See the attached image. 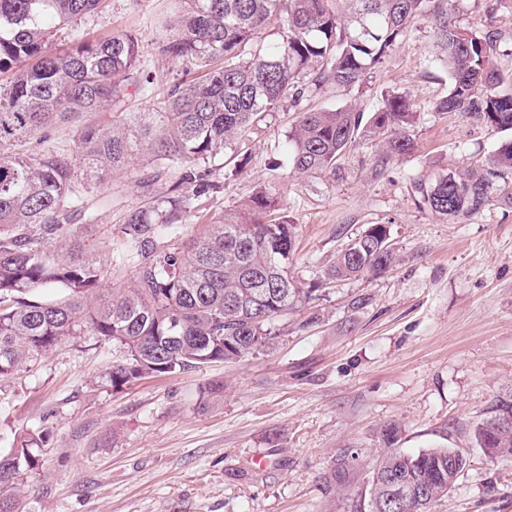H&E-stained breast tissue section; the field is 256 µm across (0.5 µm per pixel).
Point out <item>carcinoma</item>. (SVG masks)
I'll return each mask as SVG.
<instances>
[{"mask_svg": "<svg viewBox=\"0 0 512 512\" xmlns=\"http://www.w3.org/2000/svg\"><path fill=\"white\" fill-rule=\"evenodd\" d=\"M106 0H0V378L13 375L56 347L78 327L122 353L107 378L119 390L146 376L172 375L214 361L234 362L270 348L276 322L306 308L328 280L380 276L395 265L384 224H373L342 247L335 262L307 282L291 272L296 225L278 198L261 188L238 212L199 225L178 246L157 244L161 227L188 222L196 201L218 185L210 160L230 139L268 122L287 101L333 87L361 86L367 71L420 21L429 24L450 71L448 95L434 112H460L498 133L512 131V72L489 66L498 33L456 24L452 0H180L183 9L161 52L188 60L200 76L166 88L163 112H137L132 103L152 93L141 50L131 33L76 40L53 50V31L104 8ZM285 31L268 41L274 17ZM314 72L311 84L303 77ZM84 115L75 148L57 145L54 127ZM417 111L408 95L391 90L373 111L344 107L302 112L288 133L291 171L336 175L338 161L362 136L379 139L384 155L414 149ZM148 153L176 180L166 189L143 186L142 204L127 210L120 233L135 251L119 261L135 279L107 297L101 268L72 244L54 241L72 227L93 224L85 203L90 182L105 181ZM512 185V138L499 143L487 165L464 173L414 179L420 203L456 219L493 205L500 184ZM512 419V397L469 432L488 456L512 457V431L483 444L485 426ZM388 451L375 464L368 512H430L448 494V479L470 466L460 448L404 453L399 428L387 426ZM45 435L20 440L0 456V485L39 465Z\"/></svg>", "mask_w": 512, "mask_h": 512, "instance_id": "carcinoma-1", "label": "carcinoma"}]
</instances>
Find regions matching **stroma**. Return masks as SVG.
I'll return each instance as SVG.
<instances>
[{"mask_svg": "<svg viewBox=\"0 0 512 512\" xmlns=\"http://www.w3.org/2000/svg\"><path fill=\"white\" fill-rule=\"evenodd\" d=\"M486 8L487 0H455V21L473 32L494 24L501 44L493 66L511 71L512 7ZM180 10L178 0H108L76 29L90 40L136 35L156 87L137 98L143 110L163 111L162 85L183 72L160 51ZM449 81L421 22L361 87L285 104L268 126L218 150L210 167L219 191L199 199L188 223L160 230L161 244L265 185L297 226L295 276L322 274L372 224L388 227L399 263L380 276L328 282L307 309L280 320L271 348L235 363L116 391L104 378L111 346L80 330L0 379V455L22 435L50 431L39 467L22 471L10 490L22 512H366L368 480L385 450L381 431L391 424L405 452L468 450V472L431 512H512V458H489L466 438L496 399L512 394V200L499 191L490 208L450 220L422 208L411 187L420 175L485 163L500 141L463 114L432 111ZM395 86L419 113L411 154L377 172L381 148L364 137L335 176H292L287 135L299 113L368 112ZM152 173L133 166L88 196L98 220L79 225L77 237L100 261L105 288L133 280L134 267L112 254L127 248L119 221L140 205V183ZM312 313L319 320L310 325Z\"/></svg>", "mask_w": 512, "mask_h": 512, "instance_id": "35a3bbf8", "label": "stroma"}]
</instances>
